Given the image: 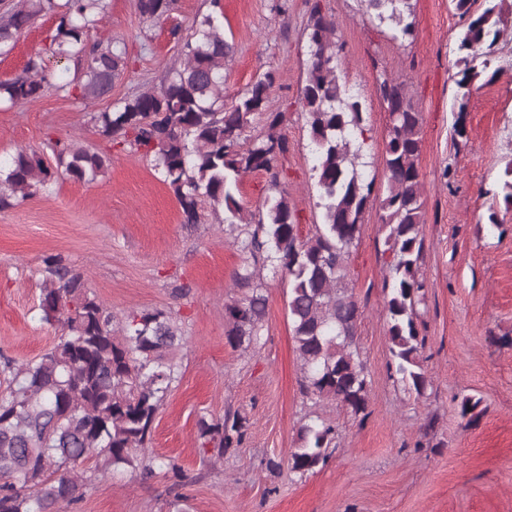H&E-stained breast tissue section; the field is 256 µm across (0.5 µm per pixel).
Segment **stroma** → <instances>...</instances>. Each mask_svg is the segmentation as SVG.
<instances>
[{
	"label": "stroma",
	"instance_id": "obj_1",
	"mask_svg": "<svg viewBox=\"0 0 512 512\" xmlns=\"http://www.w3.org/2000/svg\"><path fill=\"white\" fill-rule=\"evenodd\" d=\"M110 3L95 37L125 43L129 56L110 96L81 104L54 87L0 108L1 155L41 149L53 135L109 158L94 183L61 178L45 194L0 211V352L22 363L54 345L57 332L40 322L38 310L50 256L84 277L114 325L133 312H171L185 344L146 453L173 460L185 479L178 486L162 475L145 483L127 473L99 476L63 512H512V208L491 197L512 161V34L500 38L492 72L475 81L467 135L457 138L453 75L465 21L450 0H410L414 33L404 41L394 39L391 21L369 17L363 0H220L224 36L234 46L224 63L225 105L258 75H279L266 109L284 115L280 182L304 240L322 224L301 102L312 7L334 22L343 46L338 66L367 128L358 168L374 184L344 278L362 311L357 348L368 371V408L356 415L302 391L287 274L242 252L244 233L225 224L223 208L202 204L199 223H184L150 158L117 146L93 121L143 88L164 85L182 60L171 30L190 33L211 0H175L157 24L141 18L137 0ZM54 32L46 15L19 34L13 50L0 55V80L21 74L37 55L55 86L71 79L66 62L47 50ZM383 75L403 83L423 114L417 165L426 290L418 325L428 384L420 396L394 373L384 312L388 255L380 215L389 118L376 91ZM247 266L268 310L260 344L234 348L225 339L224 303L241 297L235 275ZM465 396L480 401L468 421L459 414ZM228 412L242 419L246 436L206 463L198 422ZM314 418L335 425L336 439L327 464L299 476L282 458Z\"/></svg>",
	"mask_w": 512,
	"mask_h": 512
}]
</instances>
